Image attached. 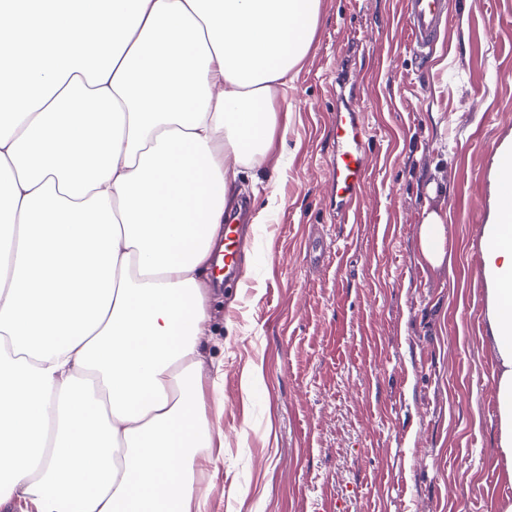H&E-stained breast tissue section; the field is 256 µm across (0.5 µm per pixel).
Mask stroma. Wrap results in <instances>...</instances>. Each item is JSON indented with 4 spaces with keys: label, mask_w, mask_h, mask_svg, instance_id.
Segmentation results:
<instances>
[{
    "label": "stroma",
    "mask_w": 512,
    "mask_h": 512,
    "mask_svg": "<svg viewBox=\"0 0 512 512\" xmlns=\"http://www.w3.org/2000/svg\"><path fill=\"white\" fill-rule=\"evenodd\" d=\"M416 54L404 0H321L312 50L277 109L284 148L241 168L243 285L211 288L201 349L224 464L195 467L209 512H498L495 361L484 342L481 229L497 146L512 135V0H448ZM354 90L370 148L349 221L330 209L332 119ZM446 197L430 196L434 175ZM275 187L277 204L267 205ZM443 205L451 268L417 259Z\"/></svg>",
    "instance_id": "obj_1"
}]
</instances>
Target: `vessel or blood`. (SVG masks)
<instances>
[{
    "instance_id": "b4317fda",
    "label": "vessel or blood",
    "mask_w": 512,
    "mask_h": 512,
    "mask_svg": "<svg viewBox=\"0 0 512 512\" xmlns=\"http://www.w3.org/2000/svg\"><path fill=\"white\" fill-rule=\"evenodd\" d=\"M409 19L408 39L416 53L433 47L441 28L449 21L447 0H405ZM333 137L335 157L328 168L329 179L335 191V207L340 221H347L358 202V190L365 180L368 145L367 127L355 112L340 109L335 113ZM244 239L238 224L226 221L224 225V276L236 277L240 268L238 255Z\"/></svg>"
}]
</instances>
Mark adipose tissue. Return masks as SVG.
<instances>
[{"mask_svg": "<svg viewBox=\"0 0 512 512\" xmlns=\"http://www.w3.org/2000/svg\"><path fill=\"white\" fill-rule=\"evenodd\" d=\"M0 0V502L26 512H204L205 282L231 170L284 145L275 108L320 0ZM106 49L104 60L94 50ZM482 226L497 459L512 485V138ZM425 209L420 261L451 260ZM114 452L105 481L88 458Z\"/></svg>", "mask_w": 512, "mask_h": 512, "instance_id": "obj_1", "label": "adipose tissue"}]
</instances>
